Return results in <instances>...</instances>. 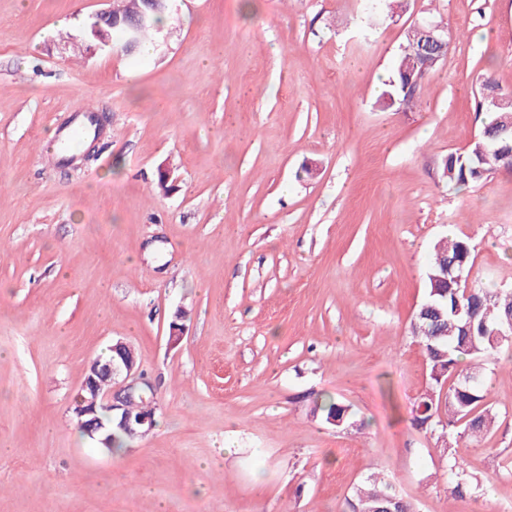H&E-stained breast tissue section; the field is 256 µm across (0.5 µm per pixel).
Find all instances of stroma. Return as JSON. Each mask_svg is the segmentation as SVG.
<instances>
[{
	"mask_svg": "<svg viewBox=\"0 0 512 512\" xmlns=\"http://www.w3.org/2000/svg\"><path fill=\"white\" fill-rule=\"evenodd\" d=\"M177 0L152 54L93 50L96 0H0V512H347L377 473L415 512H512V347L496 415L459 438L448 490L410 334L435 244L512 289V169L442 176L512 91V0ZM444 60L382 106L408 27ZM90 159L43 145L83 110ZM170 188L157 187L159 170ZM181 322L179 340L170 327ZM133 346L155 425L115 453L70 407L88 364ZM350 407L327 423L316 404ZM445 441V440H444ZM446 450H448L449 454V471L452 477L454 478V482H452V485L448 487L450 489V492L452 494L457 495H463V493L466 491V488L469 486L471 480L468 477V475L465 473L462 464L459 462L458 458L456 457V451L454 448H448V442L445 441Z\"/></svg>",
	"mask_w": 512,
	"mask_h": 512,
	"instance_id": "obj_1",
	"label": "stroma"
}]
</instances>
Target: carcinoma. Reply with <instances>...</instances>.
Wrapping results in <instances>:
<instances>
[{
  "instance_id": "carcinoma-1",
  "label": "carcinoma",
  "mask_w": 512,
  "mask_h": 512,
  "mask_svg": "<svg viewBox=\"0 0 512 512\" xmlns=\"http://www.w3.org/2000/svg\"><path fill=\"white\" fill-rule=\"evenodd\" d=\"M167 10L161 8L150 13L147 24L140 29L139 42L155 36L162 17ZM419 33L415 27L405 34L395 57L393 74L385 83L381 93L382 102L392 105L399 101L406 105L415 98L419 85L412 83L421 69L418 56ZM496 93L505 99L512 93L504 92L492 80L484 81L479 91V110L492 114L485 122L476 140L462 153H450L444 161L443 175L456 186L472 187L486 181L496 168L512 167V136L497 135L498 128L512 120V105L500 107L489 105L487 95ZM474 246L467 238L456 237L434 247L426 271L427 292L421 307H434L433 320L416 318L411 325V334L422 346L429 367L428 389L435 397L419 398L414 421L421 424L430 422L431 427L454 428L462 424L463 433L474 438L488 432L495 419L492 410L483 406L486 396L482 366L494 358L503 347L512 345V292H492L477 284H468L464 273L472 267ZM453 266L454 275L460 281L448 284L433 282L444 264ZM470 359L473 364L466 371H459L461 361ZM443 377L457 375V380L441 394L444 382L434 373ZM445 400H440V396ZM155 407L153 389L141 385L136 392L135 403L131 405L132 415L147 413ZM327 423L340 425L351 418L349 408L332 401L319 405ZM112 437L104 444L99 438L94 441L99 447L114 452L125 447L128 436L117 428L111 429ZM449 471L454 482L450 492L461 495L470 484L455 450L448 449ZM399 496L388 491L385 479L374 476L359 486L348 501L349 512H387L398 509Z\"/></svg>"
}]
</instances>
